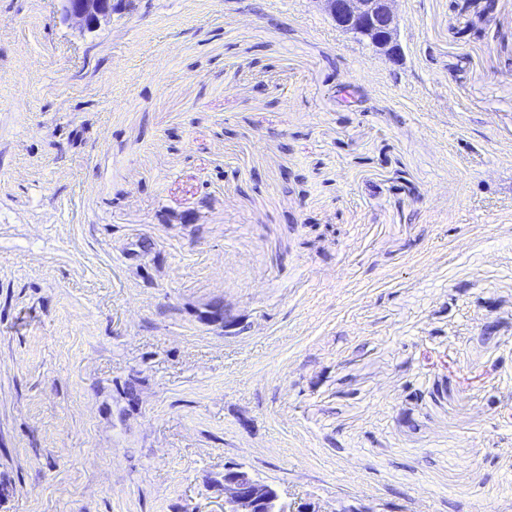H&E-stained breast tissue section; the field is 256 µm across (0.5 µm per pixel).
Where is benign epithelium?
I'll use <instances>...</instances> for the list:
<instances>
[{
	"label": "benign epithelium",
	"instance_id": "obj_1",
	"mask_svg": "<svg viewBox=\"0 0 512 512\" xmlns=\"http://www.w3.org/2000/svg\"><path fill=\"white\" fill-rule=\"evenodd\" d=\"M63 23L82 32L108 22L112 14L129 10L137 0H54ZM333 25L370 39L388 59L398 60L397 0H315ZM283 499L277 488L256 479L241 466L224 468V512H275Z\"/></svg>",
	"mask_w": 512,
	"mask_h": 512
}]
</instances>
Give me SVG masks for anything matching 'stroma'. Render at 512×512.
I'll list each match as a JSON object with an SVG mask.
<instances>
[{
  "mask_svg": "<svg viewBox=\"0 0 512 512\" xmlns=\"http://www.w3.org/2000/svg\"><path fill=\"white\" fill-rule=\"evenodd\" d=\"M0 0V512H512V0ZM63 23L81 32L107 23L112 14L130 10L138 0H53ZM322 6L333 25L342 32L368 37L388 59L398 60L396 42L397 0H313ZM286 504L277 488L256 479L242 466L224 468V512H273ZM289 512H326L301 500L288 501Z\"/></svg>",
  "mask_w": 512,
  "mask_h": 512,
  "instance_id": "35a3bbf8",
  "label": "stroma"
}]
</instances>
